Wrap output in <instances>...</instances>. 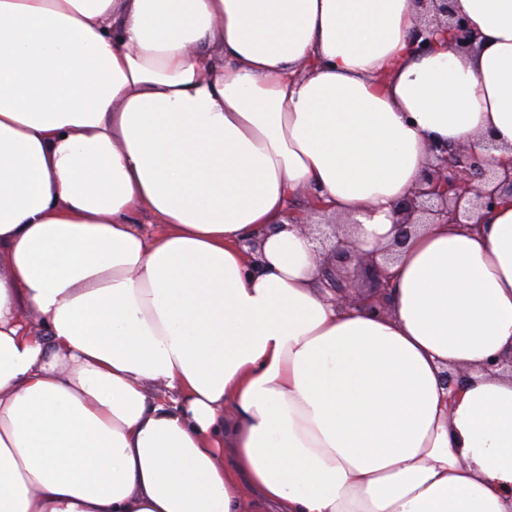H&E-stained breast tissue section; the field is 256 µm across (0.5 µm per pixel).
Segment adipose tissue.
Segmentation results:
<instances>
[{
    "label": "adipose tissue",
    "mask_w": 512,
    "mask_h": 512,
    "mask_svg": "<svg viewBox=\"0 0 512 512\" xmlns=\"http://www.w3.org/2000/svg\"><path fill=\"white\" fill-rule=\"evenodd\" d=\"M452 8L474 51L411 0H0V512H512V203L383 313L286 215L371 250L432 145L512 159V0Z\"/></svg>",
    "instance_id": "ef3b65f1"
}]
</instances>
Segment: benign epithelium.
Wrapping results in <instances>:
<instances>
[{
  "label": "benign epithelium",
  "mask_w": 512,
  "mask_h": 512,
  "mask_svg": "<svg viewBox=\"0 0 512 512\" xmlns=\"http://www.w3.org/2000/svg\"><path fill=\"white\" fill-rule=\"evenodd\" d=\"M412 2L427 22L446 20L442 29L451 49L468 51L473 47L468 21L453 12L451 0ZM506 200L512 201V163H493L467 149L451 153L437 147L419 187L396 205L395 235L388 245L365 252L345 237L341 224H329L320 231L316 240L324 250L321 276L334 293L336 303L342 306L377 302L387 287L386 274L377 256L386 259L402 247L415 225L429 220L439 224H469L476 211L488 210ZM361 275L373 282L366 292L359 285Z\"/></svg>",
  "instance_id": "benign-epithelium-1"
}]
</instances>
